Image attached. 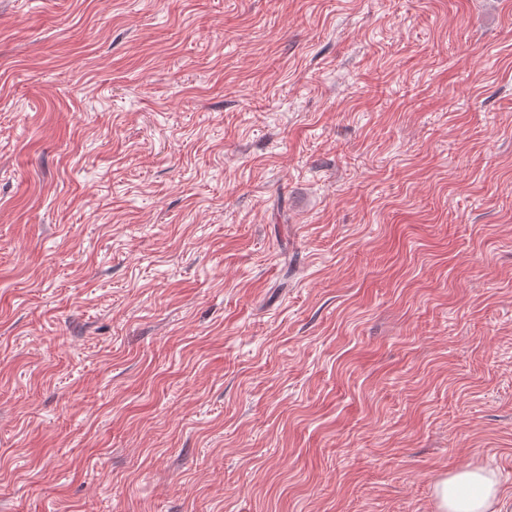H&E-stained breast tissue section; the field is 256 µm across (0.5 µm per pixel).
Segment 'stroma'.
Here are the masks:
<instances>
[{
	"label": "stroma",
	"mask_w": 512,
	"mask_h": 512,
	"mask_svg": "<svg viewBox=\"0 0 512 512\" xmlns=\"http://www.w3.org/2000/svg\"><path fill=\"white\" fill-rule=\"evenodd\" d=\"M512 512V0H0V512ZM494 478L483 470H464L436 488L441 512H489L496 493Z\"/></svg>",
	"instance_id": "stroma-1"
}]
</instances>
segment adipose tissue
Returning <instances> with one entry per match:
<instances>
[{"instance_id": "adipose-tissue-1", "label": "adipose tissue", "mask_w": 512, "mask_h": 512, "mask_svg": "<svg viewBox=\"0 0 512 512\" xmlns=\"http://www.w3.org/2000/svg\"><path fill=\"white\" fill-rule=\"evenodd\" d=\"M496 493L494 478L481 470H464L436 488L439 512H489Z\"/></svg>"}]
</instances>
